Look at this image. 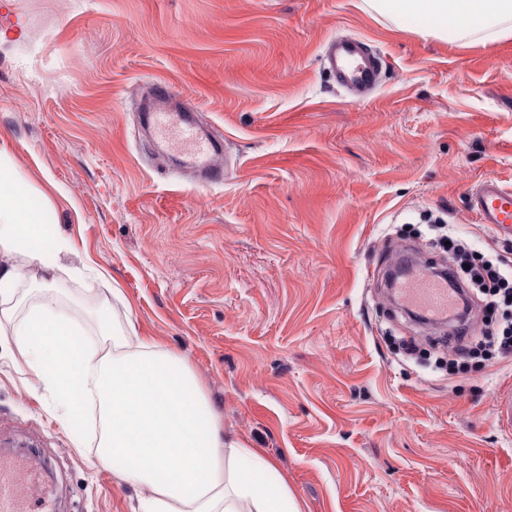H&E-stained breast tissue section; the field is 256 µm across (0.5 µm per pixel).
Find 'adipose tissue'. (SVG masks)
Returning a JSON list of instances; mask_svg holds the SVG:
<instances>
[{"instance_id":"adipose-tissue-1","label":"adipose tissue","mask_w":512,"mask_h":512,"mask_svg":"<svg viewBox=\"0 0 512 512\" xmlns=\"http://www.w3.org/2000/svg\"><path fill=\"white\" fill-rule=\"evenodd\" d=\"M398 23L421 20L422 36L454 34L464 46L512 39V0H365ZM34 209L10 159L0 153V253L39 262L38 273L0 264V285L27 283L24 315L15 306V345L29 368L54 392L68 421L81 420L96 397L98 456L119 483L141 491V512H300L269 457L225 434L224 419L185 356L156 339L121 329L108 308L94 324L98 352L79 342V323L49 298L59 266L45 256L54 233L34 223Z\"/></svg>"}]
</instances>
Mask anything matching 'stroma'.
<instances>
[{
	"mask_svg": "<svg viewBox=\"0 0 512 512\" xmlns=\"http://www.w3.org/2000/svg\"><path fill=\"white\" fill-rule=\"evenodd\" d=\"M364 0H0V152L61 247L56 296L92 327L113 307L183 354L224 430L272 458L302 512H512V359L451 376L392 338L455 344L382 277L400 252L448 263L425 219L512 266L479 222L512 186V41L460 46ZM339 34L385 73L361 100L323 71ZM224 138V181L161 167L141 131L151 81ZM0 334V457L53 512H136ZM472 205L482 224H490L501 234H512V187L485 179L476 188Z\"/></svg>",
	"mask_w": 512,
	"mask_h": 512,
	"instance_id": "obj_1",
	"label": "stroma"
}]
</instances>
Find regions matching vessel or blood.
<instances>
[{
	"label": "vessel or blood",
	"mask_w": 512,
	"mask_h": 512,
	"mask_svg": "<svg viewBox=\"0 0 512 512\" xmlns=\"http://www.w3.org/2000/svg\"><path fill=\"white\" fill-rule=\"evenodd\" d=\"M321 62L336 85L358 100L377 89L384 73L379 53L365 40L348 35L327 41ZM143 121L149 140L178 160L182 168L199 173L202 183L223 182L221 141L197 121L190 106L168 85L151 84ZM473 209L481 223L499 233L512 234V187L495 179L483 180L473 194ZM393 291L400 300L425 307L437 318L448 316V283L427 268L419 267L405 275ZM0 512H49L19 480L14 468L1 460Z\"/></svg>",
	"instance_id": "vessel-or-blood-1"
}]
</instances>
